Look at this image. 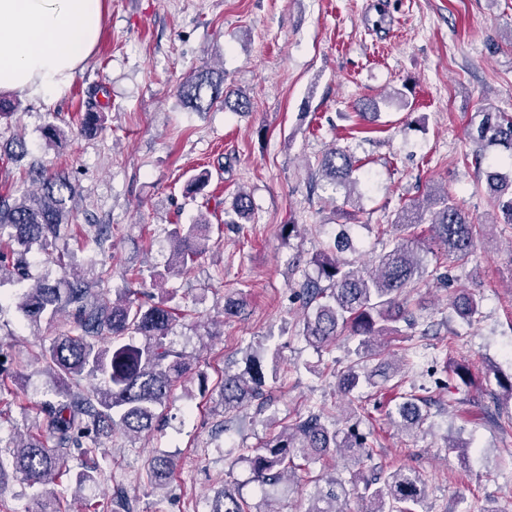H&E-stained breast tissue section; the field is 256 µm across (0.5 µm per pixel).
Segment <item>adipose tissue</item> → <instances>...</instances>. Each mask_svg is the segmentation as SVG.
I'll use <instances>...</instances> for the list:
<instances>
[{"instance_id":"adipose-tissue-1","label":"adipose tissue","mask_w":512,"mask_h":512,"mask_svg":"<svg viewBox=\"0 0 512 512\" xmlns=\"http://www.w3.org/2000/svg\"><path fill=\"white\" fill-rule=\"evenodd\" d=\"M102 23V0H0V95L61 96Z\"/></svg>"}]
</instances>
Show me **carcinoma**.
<instances>
[{
    "mask_svg": "<svg viewBox=\"0 0 512 512\" xmlns=\"http://www.w3.org/2000/svg\"><path fill=\"white\" fill-rule=\"evenodd\" d=\"M177 96L188 108L206 112L222 104L234 112L252 111L251 99L224 92V72L200 69L177 87ZM478 122L470 123L472 154L465 155L475 168L483 166L486 189L492 200L495 223L512 224V179L499 171L500 159L491 150L502 148L512 159V114L481 107ZM324 177L335 188L356 186L354 157L344 148L333 147L319 161ZM39 192L17 197L0 196V283L8 280L24 284L17 309L33 326L59 325V333L41 349L37 363L53 377V397L32 404L42 418L43 430L0 439V490L8 473L22 477L31 486H41L37 512H63L61 501L45 487L63 477L75 486L74 502L86 510L93 508L86 492L98 481V468L85 466L72 471L73 453L87 458L96 453L97 439L120 429L130 439L152 430L158 410L172 398L174 387L189 371L185 354L167 342L180 315L173 304L176 293L161 302H148L139 293L128 291L110 304L96 301L94 285L106 283L109 270L103 268L95 282L68 274L58 280L34 277L29 255L33 247L47 259H54L57 242L72 221L69 203L76 187L69 175L44 167L29 170ZM253 204L248 194L239 192L232 208L224 211V223L248 219ZM430 225L431 240L455 262L467 263L474 253L483 223L448 197L432 188L426 204L405 205L393 222L397 234L387 251L379 256L376 269L362 273L352 263L325 254L317 260L318 276L300 284L307 314L301 334L317 346L328 345L343 331L357 340L358 361L347 367L338 379L341 392L348 396L363 386L376 384L379 376L388 381L389 373L368 370L367 362L380 355V340L397 332L393 323L413 320L406 306V290L416 287L426 275L418 256L423 240L411 228ZM208 213L198 211L189 224H174L168 230L172 245L170 269L181 273L208 246ZM456 316L465 323L480 314L481 299L460 290L451 301ZM265 371L254 357L243 372L224 373L220 400L231 411L263 398ZM422 398L401 397L392 424L407 432L424 421ZM8 456H3V449ZM334 451L356 464L371 456L364 435L355 428L339 429L336 421L322 410H309L294 423L270 435L243 459L249 464L253 481L260 487H274L293 478L313 460ZM175 466L171 455L158 452L150 459L149 479L155 488L166 486ZM328 490L318 495L307 512H344L338 502L348 490L345 481L327 480ZM360 512H416L424 500V482L413 469L374 473L362 479ZM209 512H252L236 492L224 489L213 500Z\"/></svg>",
    "mask_w": 512,
    "mask_h": 512,
    "instance_id": "carcinoma-1",
    "label": "carcinoma"
}]
</instances>
